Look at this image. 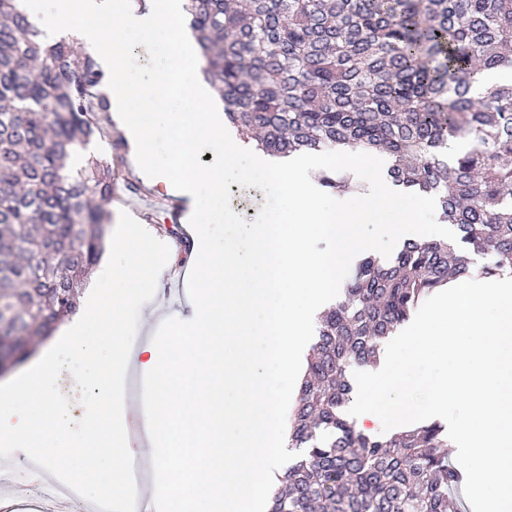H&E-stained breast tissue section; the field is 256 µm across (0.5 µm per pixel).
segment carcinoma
<instances>
[{
  "label": "carcinoma",
  "mask_w": 512,
  "mask_h": 512,
  "mask_svg": "<svg viewBox=\"0 0 512 512\" xmlns=\"http://www.w3.org/2000/svg\"><path fill=\"white\" fill-rule=\"evenodd\" d=\"M226 117L265 152H383L390 176L428 195L444 242L365 253L321 317L295 407L288 467L269 512H462L446 428L364 434L343 413L351 371L434 289L512 270V0H186ZM103 74L89 53L46 43L25 0H0V347L29 354L77 307L104 248L120 179L110 160L76 172L100 133L88 105ZM468 150L448 155V143Z\"/></svg>",
  "instance_id": "obj_1"
}]
</instances>
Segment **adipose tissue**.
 <instances>
[{
	"instance_id": "ef3b65f1",
	"label": "adipose tissue",
	"mask_w": 512,
	"mask_h": 512,
	"mask_svg": "<svg viewBox=\"0 0 512 512\" xmlns=\"http://www.w3.org/2000/svg\"><path fill=\"white\" fill-rule=\"evenodd\" d=\"M182 2L42 0L37 6L42 30L70 34L94 49L136 166L169 194L187 198L186 219L196 227L184 299L168 334L120 333L126 306L138 298L132 282L163 271L148 231L129 226L113 237L89 294L97 310L94 334L80 323L62 327L25 370L0 382V446L38 462L54 481L81 459L68 485L82 489L88 503L109 500L113 512H127L137 493L127 463L138 411L154 459L148 506H155L162 484L170 491L167 512H245L274 492L288 448L284 385L300 371L303 336L339 296L355 257L369 250L361 226L379 225L401 241L422 210L390 180L388 155L275 158L238 139L201 72ZM137 42L151 47L154 68L146 81L131 51ZM206 147L212 160L202 166L198 156ZM333 160L361 168L365 189L327 194L312 174ZM234 178L270 189L278 217L239 231L236 214L224 206V187ZM318 234L335 240V253L309 249ZM132 364L147 385V404L124 405L117 415L114 371ZM60 365L74 383L93 382L98 392L91 423L107 424L108 435L96 447H74L65 436L54 376Z\"/></svg>"
}]
</instances>
